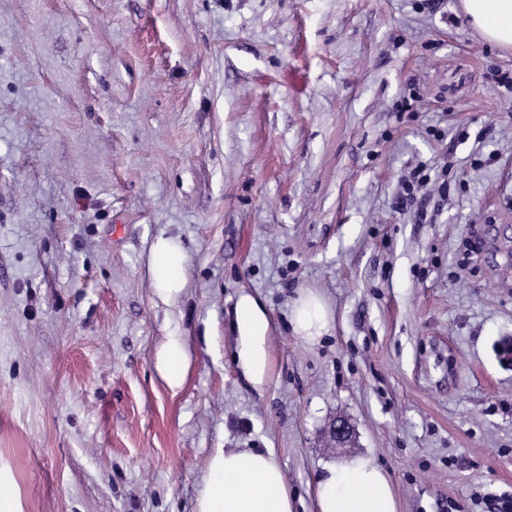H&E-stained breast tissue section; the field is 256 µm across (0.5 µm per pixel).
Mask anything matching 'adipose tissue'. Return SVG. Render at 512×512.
<instances>
[{
    "mask_svg": "<svg viewBox=\"0 0 512 512\" xmlns=\"http://www.w3.org/2000/svg\"><path fill=\"white\" fill-rule=\"evenodd\" d=\"M462 8L482 37L496 46L512 49V0H461ZM183 264L180 249L167 241L156 246L152 272L161 289H178ZM296 336L313 343L330 326L324 300L305 291L290 310ZM238 336L237 362L256 385L269 380L267 336L270 321L251 294L241 293L235 305ZM317 512H397L391 483L383 469L366 460L326 467L315 485ZM197 512H295L294 500L272 452L253 448H221L209 464Z\"/></svg>",
    "mask_w": 512,
    "mask_h": 512,
    "instance_id": "obj_1",
    "label": "adipose tissue"
}]
</instances>
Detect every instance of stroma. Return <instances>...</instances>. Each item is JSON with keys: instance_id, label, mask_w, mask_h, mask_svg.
<instances>
[{"instance_id": "1", "label": "stroma", "mask_w": 512, "mask_h": 512, "mask_svg": "<svg viewBox=\"0 0 512 512\" xmlns=\"http://www.w3.org/2000/svg\"><path fill=\"white\" fill-rule=\"evenodd\" d=\"M437 2L0 0L20 512H196L219 448L271 449L299 512L358 458L397 512L512 494V91L490 74L512 52ZM161 240L184 255L171 293ZM306 289L332 319L314 344L289 323ZM244 292L270 320L261 387L235 359ZM182 264L180 249L170 242L159 241L154 252L152 272L161 289L168 293L179 289ZM161 369L172 384L180 382L185 370V357L177 345H173L164 355Z\"/></svg>"}]
</instances>
